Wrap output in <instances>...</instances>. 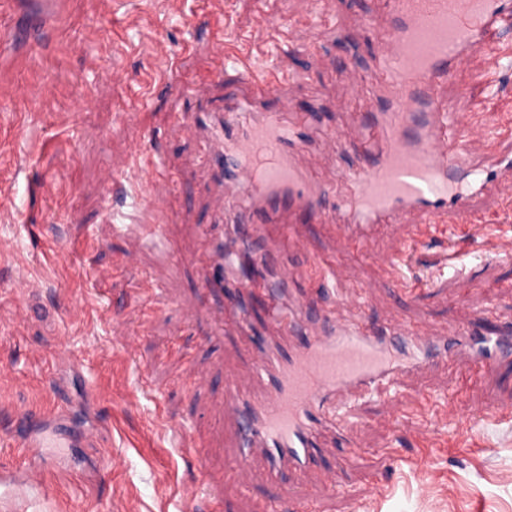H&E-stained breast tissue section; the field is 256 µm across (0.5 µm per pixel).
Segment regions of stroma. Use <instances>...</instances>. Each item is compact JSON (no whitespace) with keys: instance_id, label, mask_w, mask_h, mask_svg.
Instances as JSON below:
<instances>
[{"instance_id":"obj_1","label":"stroma","mask_w":512,"mask_h":512,"mask_svg":"<svg viewBox=\"0 0 512 512\" xmlns=\"http://www.w3.org/2000/svg\"><path fill=\"white\" fill-rule=\"evenodd\" d=\"M311 0H56L38 31L14 27L0 47V83L39 96L0 101V188L14 214L0 216V283L26 281L17 295L0 290V467L34 472L55 486L53 497L4 502L0 512H181L185 490L199 481L194 458L178 449L171 429L206 450L222 512H251L256 496H274L260 474L249 493L224 483L233 455L220 401L226 374L244 370L234 333L213 335L206 315H193L207 269L198 227L210 223L209 170L197 143L175 126L180 112L202 99L242 95L233 70H220L212 41L229 52L260 51L267 17L284 20L303 46L285 60L297 84L287 93L296 111L336 108L332 126L307 132L313 170L325 182L344 164L331 131L352 133L358 101L349 81H364L370 60L351 58L347 44L367 37L381 0H327L311 17ZM223 79H216V71ZM451 111L488 122L512 115V64L489 72L483 52L439 92ZM164 157L180 203L168 224L165 253L145 250L127 262L125 238L112 232L113 210L128 224L144 216L129 209L127 181L106 187L105 164L121 166L132 142ZM512 186L474 202L490 226L477 241L459 240L456 255L444 232L404 250L408 227L375 225L363 249L345 246L336 225L306 224V254L340 266V286L365 288L366 314L396 323L424 320L438 332L488 310L489 323L512 325ZM65 250V262L45 255ZM401 258L404 292L383 277L376 258ZM26 317H18V309ZM121 320L140 338L136 361L112 346L109 326ZM206 372L209 384L196 389ZM160 386L154 394L145 381ZM396 393L361 401L356 439L369 453L357 459L324 497L325 512H512V420L485 417V408L512 400V367L482 381L457 365L398 379ZM452 401L459 421L424 411L426 399ZM415 418L414 429L403 422ZM60 431L63 448L34 442ZM93 441H86L85 432Z\"/></svg>"}]
</instances>
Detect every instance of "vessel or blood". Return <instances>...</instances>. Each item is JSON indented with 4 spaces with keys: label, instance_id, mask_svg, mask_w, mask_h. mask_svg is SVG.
<instances>
[{
    "label": "vessel or blood",
    "instance_id": "vessel-or-blood-1",
    "mask_svg": "<svg viewBox=\"0 0 512 512\" xmlns=\"http://www.w3.org/2000/svg\"><path fill=\"white\" fill-rule=\"evenodd\" d=\"M505 23H512V0H384L381 18L369 25L372 94L363 97L360 83L351 85L365 106L356 122L368 134L357 143L338 138L346 162L335 186L315 180L305 159L299 128L316 122V115L264 106L274 89L288 84L283 24L267 22L263 31L280 51L249 61L226 55L223 42H216L219 60L236 71L244 95L219 112L178 115L183 134L208 148L214 211L244 226L233 245L214 235L212 226H201L210 272L201 293L220 297L230 278L238 280L231 301L207 312L217 327L232 325L248 342L251 385L227 378L224 420L235 448L228 470L239 472L262 459L267 481L278 489L276 499L255 501L253 512H278L286 500L297 512H317L318 497L290 476L315 466L327 437L352 442L351 422L339 412L342 402L433 364L465 359L486 373L512 362V330L483 332L481 311L438 336L421 322L346 319L292 297L300 271L267 237L268 225H278L289 251H307L297 227L303 216L313 224L337 223L351 243L362 242L374 224H412L416 239L440 224L463 227L470 238L483 233L472 202L512 183V132L445 110L436 90L474 52L499 67L504 54L490 35ZM475 142L484 143L485 151L473 152ZM144 166L157 180L171 181L162 158L138 141L122 169L105 171L104 182L137 175ZM130 205L170 216L176 209L174 196L162 192L136 193ZM165 247L164 225H147L142 237L129 240L128 261L136 263L142 249ZM110 334L126 355L136 354L137 339L123 322L112 321Z\"/></svg>",
    "mask_w": 512,
    "mask_h": 512
}]
</instances>
